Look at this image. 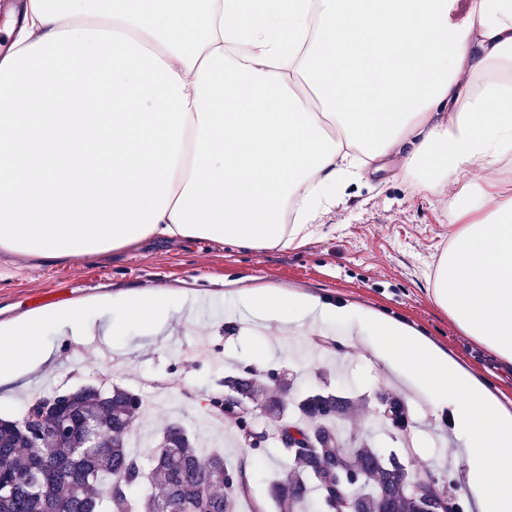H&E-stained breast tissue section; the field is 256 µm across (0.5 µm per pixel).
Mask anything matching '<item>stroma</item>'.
Returning <instances> with one entry per match:
<instances>
[{
    "label": "stroma",
    "mask_w": 512,
    "mask_h": 512,
    "mask_svg": "<svg viewBox=\"0 0 512 512\" xmlns=\"http://www.w3.org/2000/svg\"><path fill=\"white\" fill-rule=\"evenodd\" d=\"M459 191V185L449 184L442 195L424 200L414 179L402 172L399 158L389 157L373 163L347 189L342 205L322 216L329 233L296 248L250 252L150 243L105 261L76 257L0 281V324L35 309L99 298L111 299L110 313L117 318L130 294L146 287L168 293L171 305L183 307L160 336L136 324L107 340L46 330L55 348L52 364L31 386L0 392V417L21 418L31 396L48 395L55 387L114 384L138 391L147 384L167 401L150 412L153 429L179 416L233 465L246 452L230 427L206 425L208 403L221 392L225 375L263 352L268 367L288 379L295 397L324 384L333 392L366 399L367 408L352 418L359 435L373 433L370 403L380 390L405 395L416 421L417 458L435 459L436 471L457 477L466 458L455 438L451 407L432 409L424 389L374 360L367 349L373 338L369 315L393 319L438 346L489 391L512 397V366L466 336L430 298L432 272L457 226L448 202ZM261 288H281L347 308V315L331 317L317 329L321 336L338 334L339 355L313 361L309 337L298 334L287 342L276 327L244 317L236 307L240 291ZM104 348L112 353L111 364L99 357ZM373 435L379 447L404 449L403 440Z\"/></svg>",
    "instance_id": "stroma-1"
}]
</instances>
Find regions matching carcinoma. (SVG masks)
I'll return each mask as SVG.
<instances>
[{"mask_svg":"<svg viewBox=\"0 0 512 512\" xmlns=\"http://www.w3.org/2000/svg\"><path fill=\"white\" fill-rule=\"evenodd\" d=\"M264 377L271 381L277 374L245 368L224 378V392L210 400L208 420L222 409L237 444L255 456L268 455L274 445L287 467L270 479L267 501H252L246 461L233 467L216 449L202 453L198 435L177 419L162 427V447L145 467L128 446L139 426L140 394L118 385H86L63 399L66 424L89 419L112 438V448L82 449L76 430L40 435L1 418L0 512H46L48 507L52 512H238L243 499L251 501L253 512H265L269 502L277 512H312L316 506L336 512L338 499L355 502L357 512H414L404 462L385 456L370 435L346 433L360 402L318 391L288 403L289 384L281 382L278 392L267 396ZM391 399L393 392L381 391L375 413L389 433L402 436L412 424L409 409L402 403L396 416L388 415L382 401ZM258 412L267 425L257 424ZM41 456L50 459L54 471L48 490L33 468ZM147 472L159 493L138 494Z\"/></svg>","mask_w":512,"mask_h":512,"instance_id":"carcinoma-1","label":"carcinoma"}]
</instances>
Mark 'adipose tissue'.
Listing matches in <instances>:
<instances>
[{"label":"adipose tissue","instance_id":"ef3b65f1","mask_svg":"<svg viewBox=\"0 0 512 512\" xmlns=\"http://www.w3.org/2000/svg\"><path fill=\"white\" fill-rule=\"evenodd\" d=\"M399 155L419 192L460 184L433 303L512 364V0H19L0 34V280L23 262L151 242L304 244L367 161ZM252 319L342 308L270 291ZM169 301L135 292L126 321ZM77 305L0 328V384L53 356ZM372 355L465 426L461 492L512 512V411L394 321Z\"/></svg>","mask_w":512,"mask_h":512}]
</instances>
